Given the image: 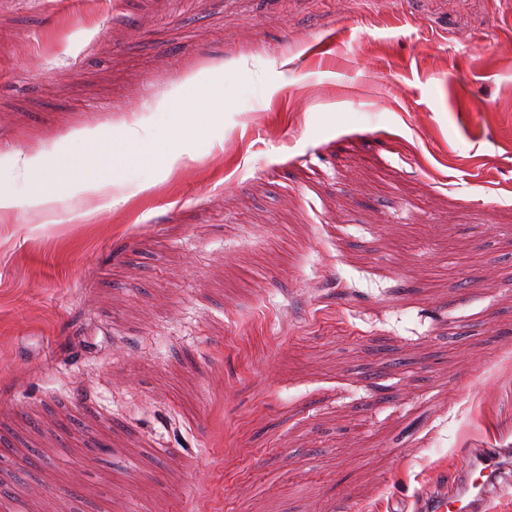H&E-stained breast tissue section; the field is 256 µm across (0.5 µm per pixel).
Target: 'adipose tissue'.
I'll use <instances>...</instances> for the list:
<instances>
[{"label": "adipose tissue", "mask_w": 512, "mask_h": 512, "mask_svg": "<svg viewBox=\"0 0 512 512\" xmlns=\"http://www.w3.org/2000/svg\"><path fill=\"white\" fill-rule=\"evenodd\" d=\"M79 140L91 149L87 160L91 163L120 164L147 161L174 168L182 158L178 143L172 134H164L159 139L143 141L135 127L123 126L118 140H111L97 130L78 132Z\"/></svg>", "instance_id": "obj_1"}]
</instances>
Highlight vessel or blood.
<instances>
[{
    "mask_svg": "<svg viewBox=\"0 0 512 512\" xmlns=\"http://www.w3.org/2000/svg\"><path fill=\"white\" fill-rule=\"evenodd\" d=\"M512 489V448H476L451 487L419 495L420 512H488L492 499Z\"/></svg>",
    "mask_w": 512,
    "mask_h": 512,
    "instance_id": "1",
    "label": "vessel or blood"
}]
</instances>
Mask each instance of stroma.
<instances>
[{"mask_svg": "<svg viewBox=\"0 0 512 512\" xmlns=\"http://www.w3.org/2000/svg\"><path fill=\"white\" fill-rule=\"evenodd\" d=\"M122 12L0 0V512H399L512 447V0ZM201 71L174 170L84 165ZM63 144L111 206L30 204Z\"/></svg>", "mask_w": 512, "mask_h": 512, "instance_id": "stroma-1", "label": "stroma"}]
</instances>
